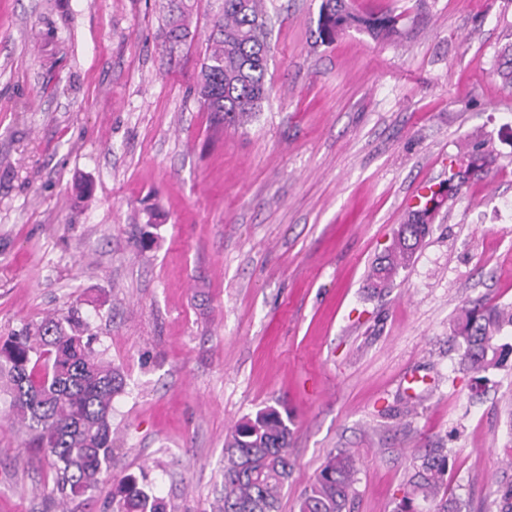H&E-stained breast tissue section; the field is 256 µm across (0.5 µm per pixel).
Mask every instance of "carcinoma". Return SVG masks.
<instances>
[{"label":"carcinoma","mask_w":512,"mask_h":512,"mask_svg":"<svg viewBox=\"0 0 512 512\" xmlns=\"http://www.w3.org/2000/svg\"><path fill=\"white\" fill-rule=\"evenodd\" d=\"M188 7L170 16L168 35H188ZM379 39L394 32L384 14H359L353 0H321L317 19L320 42L331 44L350 27ZM265 0H224L211 18L196 93L214 123L243 126L254 120L268 99L270 46ZM512 86V45L497 68ZM423 203L395 230L383 256L372 263L368 280L378 292L393 284L429 232ZM512 328V305L478 304L464 310L454 331L463 344L464 366L475 374L497 368L512 343L502 332ZM9 381L12 424L25 430V445L38 448L50 462L58 504L93 490L112 462V402L123 376L93 347L88 324L78 311L52 314L23 327L0 343V374ZM288 419L266 408L235 427L224 443V506L219 512H280L281 497L293 470L288 452ZM408 480V491L394 512H417L416 502H436L434 512H467L459 499L441 493L448 472L445 449L430 448ZM356 463L346 450L327 455L319 473L297 500V512H351ZM112 512H167L164 499L132 476L119 481Z\"/></svg>","instance_id":"cac0c4a2"}]
</instances>
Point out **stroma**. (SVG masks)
<instances>
[{"mask_svg":"<svg viewBox=\"0 0 512 512\" xmlns=\"http://www.w3.org/2000/svg\"><path fill=\"white\" fill-rule=\"evenodd\" d=\"M193 3L172 45L170 0H0V338L80 308L125 380L112 465L70 512H104L139 472L170 512H218L224 440L269 406L293 421L281 512L340 448L352 512H393L438 445L449 493L497 512L512 358L474 383L452 330L512 303V0H355L395 34L330 44L321 0H267L273 91L242 129L194 93L221 0ZM423 186L431 232L370 292ZM10 417L0 377V512H58Z\"/></svg>","mask_w":512,"mask_h":512,"instance_id":"35a3bbf8","label":"stroma"}]
</instances>
